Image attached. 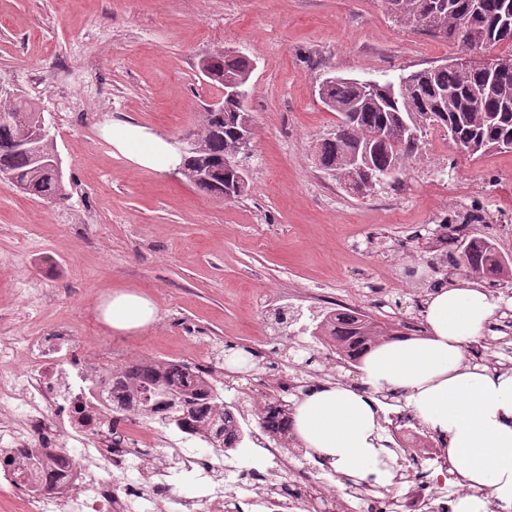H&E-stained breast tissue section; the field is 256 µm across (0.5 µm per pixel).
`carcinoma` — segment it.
I'll return each instance as SVG.
<instances>
[{"instance_id": "1", "label": "carcinoma", "mask_w": 512, "mask_h": 512, "mask_svg": "<svg viewBox=\"0 0 512 512\" xmlns=\"http://www.w3.org/2000/svg\"><path fill=\"white\" fill-rule=\"evenodd\" d=\"M397 20L436 37L458 41L457 29L468 28L470 37L486 51L504 42L512 46V39L489 40V28L498 15L503 0H482V13L472 18L468 0H385ZM207 78L223 85L250 80L253 64L246 57L214 52L207 57ZM411 79L404 97H391L388 87L404 79ZM326 107L338 114L340 123L331 136L323 139L319 148V162L336 169V181L343 189L357 197H365L376 187L390 180H398L407 164L421 156V146L411 143V134L424 137L427 129L437 128L456 137L471 157H479L491 150L512 147V75L500 79L490 77V66L471 61L463 68L455 62L409 74L395 80L376 82L368 88L356 79L338 77L324 90ZM4 111L11 114V126L0 127V174L10 176L15 188H25L24 194L61 202L68 198L66 183L51 175L54 160L52 141L37 140L38 164L33 155L15 148L14 141L36 136L39 129V108L36 103L16 97L8 100ZM242 106L228 103L224 117L202 118L196 135L201 141V153L186 161L188 170L200 167L212 171L209 179L198 182L194 188L207 196L220 197L225 184H234L235 174L223 170L224 155L234 151L237 132L243 122ZM372 152L374 173L372 180H361L355 190L351 184L358 174L353 171L350 157L359 150ZM485 223V217L476 209L466 214L460 224H442L438 240L448 246L441 262L453 271H465L477 279L493 280L509 273L512 263L503 259L495 244L487 237L468 230L472 224ZM401 328L380 324L371 317L352 310L327 312L313 327L310 336L315 343L336 349L340 357L356 362L372 348L400 336ZM184 365L168 363L160 368L154 360L141 358L121 369L103 367L112 376L117 389H126L138 401L125 405V410L150 419L159 404L181 407V413L167 416L165 426L179 428L186 419L198 423L197 430L209 431L213 419L197 413L195 399L198 383L186 379L174 385L168 373L179 375ZM224 427V447L237 449L244 441V431L234 414V406L221 402ZM260 417L271 431L282 432L295 440L291 409H280L274 404L265 408Z\"/></svg>"}]
</instances>
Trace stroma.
Returning <instances> with one entry per match:
<instances>
[{
    "label": "stroma",
    "mask_w": 512,
    "mask_h": 512,
    "mask_svg": "<svg viewBox=\"0 0 512 512\" xmlns=\"http://www.w3.org/2000/svg\"><path fill=\"white\" fill-rule=\"evenodd\" d=\"M218 48L254 65L249 189L231 201L135 165L104 135L126 118L167 140L197 131L219 94L199 63ZM457 55L383 0H0V87L37 103L70 191L54 204L0 180V337L74 328L80 353L104 364L215 363L250 433L236 454L260 457L256 381L269 364L287 380L360 384L334 351L306 365L317 315L355 308L424 336L437 228L475 208L486 221L473 232L512 258L510 149L469 159L431 129L400 182L366 197L317 161L337 123L325 79L391 80ZM120 290L149 298L157 321L113 332L99 307ZM229 347L247 368H225Z\"/></svg>",
    "instance_id": "1"
}]
</instances>
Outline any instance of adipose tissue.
I'll use <instances>...</instances> for the list:
<instances>
[{
	"label": "adipose tissue",
	"instance_id": "ef3b65f1",
	"mask_svg": "<svg viewBox=\"0 0 512 512\" xmlns=\"http://www.w3.org/2000/svg\"><path fill=\"white\" fill-rule=\"evenodd\" d=\"M106 134L141 168L166 172L179 163L171 145L143 127L115 121ZM496 311L488 293L466 281L434 291L423 310L425 336H403L371 349L358 367L360 388L326 383L295 399L297 439L352 482L390 484L395 470L382 396L398 393L444 440L465 484L512 508V370L492 371L465 359ZM102 318L113 331L130 332L155 323L157 310L143 295L116 291L104 303Z\"/></svg>",
	"mask_w": 512,
	"mask_h": 512
}]
</instances>
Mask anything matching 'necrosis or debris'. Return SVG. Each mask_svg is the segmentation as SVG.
I'll use <instances>...</instances> for the list:
<instances>
[{
  "label": "necrosis or debris",
  "mask_w": 512,
  "mask_h": 512,
  "mask_svg": "<svg viewBox=\"0 0 512 512\" xmlns=\"http://www.w3.org/2000/svg\"><path fill=\"white\" fill-rule=\"evenodd\" d=\"M72 331L35 332L14 344L0 340V447L30 453L40 470L32 486L12 469H0V489L20 496L25 512H172L177 499L167 465L152 474L151 494L134 485L142 472L141 449L158 440L151 420L117 413L122 398L113 397L112 380L96 362L76 350ZM25 362L16 366V348ZM265 452L277 467L290 470L288 485L267 483L254 499L259 512H321L333 497L328 482L293 467L278 446ZM432 461L430 475L415 478L417 460ZM396 488L372 483L347 485L344 493L360 501V512H452L459 477L447 454L435 446L399 463Z\"/></svg>",
  "instance_id": "4bbe7bcc"
}]
</instances>
